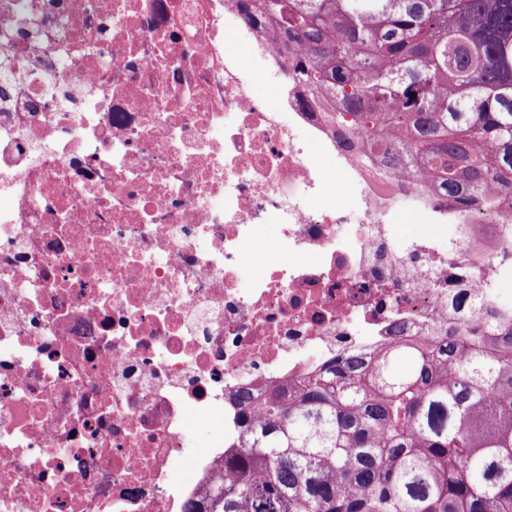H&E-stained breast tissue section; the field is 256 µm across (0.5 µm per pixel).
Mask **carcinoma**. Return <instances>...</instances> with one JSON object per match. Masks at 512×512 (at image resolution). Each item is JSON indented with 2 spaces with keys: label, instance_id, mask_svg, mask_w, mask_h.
<instances>
[{
  "label": "carcinoma",
  "instance_id": "carcinoma-1",
  "mask_svg": "<svg viewBox=\"0 0 512 512\" xmlns=\"http://www.w3.org/2000/svg\"><path fill=\"white\" fill-rule=\"evenodd\" d=\"M239 14L280 31L289 77L330 126L373 136L386 170L466 207L512 191V0H239ZM392 332L234 395L224 483L184 512H512V323L486 309L427 344Z\"/></svg>",
  "mask_w": 512,
  "mask_h": 512
}]
</instances>
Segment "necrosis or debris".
<instances>
[{
  "label": "necrosis or debris",
  "mask_w": 512,
  "mask_h": 512,
  "mask_svg": "<svg viewBox=\"0 0 512 512\" xmlns=\"http://www.w3.org/2000/svg\"><path fill=\"white\" fill-rule=\"evenodd\" d=\"M238 20L0 0V512H183L224 472L233 393L397 323L512 314V196L479 216L385 173ZM407 209L432 226L394 238Z\"/></svg>",
  "instance_id": "obj_1"
}]
</instances>
